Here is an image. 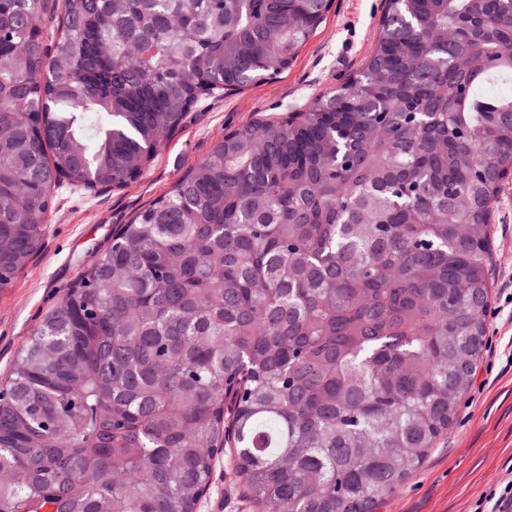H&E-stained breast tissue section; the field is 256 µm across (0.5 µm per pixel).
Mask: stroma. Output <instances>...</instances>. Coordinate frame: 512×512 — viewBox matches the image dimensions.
Returning a JSON list of instances; mask_svg holds the SVG:
<instances>
[{
  "label": "stroma",
  "instance_id": "35a3bbf8",
  "mask_svg": "<svg viewBox=\"0 0 512 512\" xmlns=\"http://www.w3.org/2000/svg\"><path fill=\"white\" fill-rule=\"evenodd\" d=\"M387 0H332L317 33L280 78L206 97L162 143L129 186L54 192L42 251L0 292V378L45 313L112 243L135 212L167 193L224 134L307 110L359 73L371 54ZM492 299L487 335L456 418L425 461L373 512H476L512 474V176L500 185L491 226ZM196 512H257L232 449L218 452Z\"/></svg>",
  "mask_w": 512,
  "mask_h": 512
}]
</instances>
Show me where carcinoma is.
<instances>
[{"instance_id":"cac0c4a2","label":"carcinoma","mask_w":512,"mask_h":512,"mask_svg":"<svg viewBox=\"0 0 512 512\" xmlns=\"http://www.w3.org/2000/svg\"><path fill=\"white\" fill-rule=\"evenodd\" d=\"M49 2L0 0V291L42 250L59 181L137 180L203 97L286 73L331 6L63 0L47 44ZM503 81L512 0H389L359 75L218 139L18 353L0 512H196L226 442L261 512L391 496L482 355Z\"/></svg>"}]
</instances>
